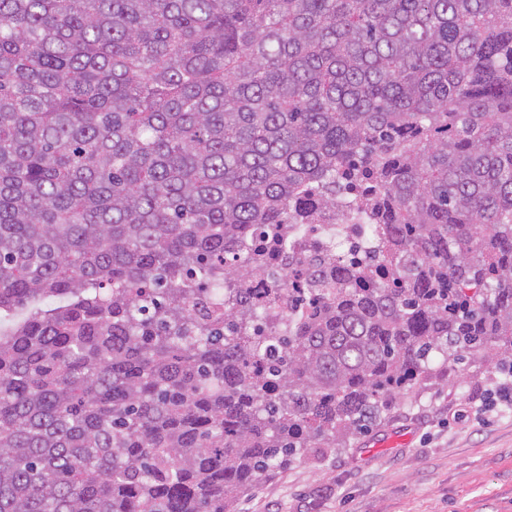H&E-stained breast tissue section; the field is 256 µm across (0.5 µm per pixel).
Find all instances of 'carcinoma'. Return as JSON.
Masks as SVG:
<instances>
[{
  "instance_id": "carcinoma-1",
  "label": "carcinoma",
  "mask_w": 512,
  "mask_h": 512,
  "mask_svg": "<svg viewBox=\"0 0 512 512\" xmlns=\"http://www.w3.org/2000/svg\"><path fill=\"white\" fill-rule=\"evenodd\" d=\"M332 206L287 328L244 287ZM512 369V0H0V512H235L436 368ZM322 215L323 217L314 224H304L299 238L320 239L335 256L347 261L357 259L360 250H366L367 240L372 237L371 227L361 225L350 231L337 232L336 225L340 221L336 214L323 212Z\"/></svg>"
}]
</instances>
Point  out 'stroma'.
Returning <instances> with one entry per match:
<instances>
[{
  "label": "stroma",
  "mask_w": 512,
  "mask_h": 512,
  "mask_svg": "<svg viewBox=\"0 0 512 512\" xmlns=\"http://www.w3.org/2000/svg\"><path fill=\"white\" fill-rule=\"evenodd\" d=\"M483 361L390 400L347 447L276 470L236 512H512V389ZM481 419L462 415L466 403Z\"/></svg>",
  "instance_id": "obj_1"
}]
</instances>
